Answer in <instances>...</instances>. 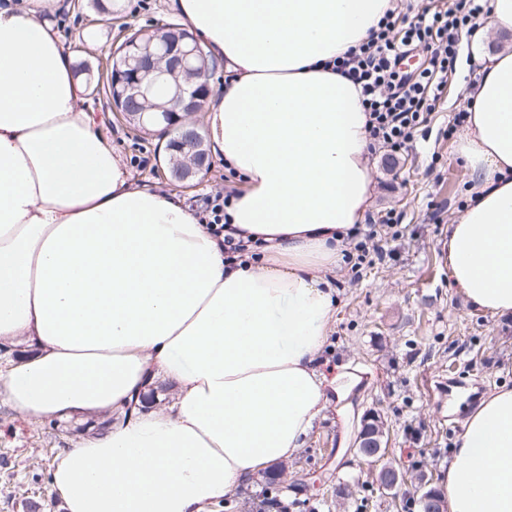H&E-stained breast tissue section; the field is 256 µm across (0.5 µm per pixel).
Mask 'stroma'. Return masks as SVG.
Listing matches in <instances>:
<instances>
[{"mask_svg": "<svg viewBox=\"0 0 512 512\" xmlns=\"http://www.w3.org/2000/svg\"><path fill=\"white\" fill-rule=\"evenodd\" d=\"M57 16L63 39L75 60L101 74L125 26L175 21L167 0H129L122 17L107 19L88 8L60 0ZM89 31L94 46L79 43ZM461 74L449 76L435 109L418 130L411 149L401 154L376 150L375 206L371 219L395 209L392 229L377 227L360 265L344 261L337 273L339 310L323 357L329 365L358 369L361 382L351 409H323L307 442L288 461L289 474L303 475L297 488L281 494L284 512H417L416 478L442 482L457 448L462 421L489 393L512 388V317H491L467 305L448 280L443 244L448 226L461 213L470 178L458 164V133L450 121L467 103L459 91ZM86 104L102 135L119 153L137 181L185 198L196 210L208 200L237 188L238 179L213 157L210 173L187 186L162 162L157 134L133 130L112 112L104 93L88 91ZM378 414L388 444L384 464L408 479L396 494L378 489L372 464L355 441L366 414ZM77 437L50 421L27 419L0 404V512H63L51 490L56 455ZM275 467L260 471L248 484L214 505L212 512H256ZM360 482L345 498L334 488L339 478Z\"/></svg>", "mask_w": 512, "mask_h": 512, "instance_id": "35a3bbf8", "label": "stroma"}]
</instances>
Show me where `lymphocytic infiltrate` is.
Instances as JSON below:
<instances>
[{"instance_id":"obj_1","label":"lymphocytic infiltrate","mask_w":512,"mask_h":512,"mask_svg":"<svg viewBox=\"0 0 512 512\" xmlns=\"http://www.w3.org/2000/svg\"><path fill=\"white\" fill-rule=\"evenodd\" d=\"M490 2L457 0L450 11L387 16L384 27L372 31L357 53L337 60V71L360 89L369 114L371 145L392 152L410 148L454 66L460 32L488 15ZM420 46L430 52L426 64L413 75L400 70L403 56Z\"/></svg>"}]
</instances>
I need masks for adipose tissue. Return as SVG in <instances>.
I'll list each match as a JSON object with an SVG mask.
<instances>
[{
	"label": "adipose tissue",
	"instance_id": "obj_1",
	"mask_svg": "<svg viewBox=\"0 0 512 512\" xmlns=\"http://www.w3.org/2000/svg\"><path fill=\"white\" fill-rule=\"evenodd\" d=\"M227 77L205 102L240 179L226 259L184 198L140 186L96 128L56 0H0V341L23 356L0 403L40 420L107 418L54 462L66 512H206L303 447L329 396L322 353L350 232L372 207L359 90L336 70L392 0H170ZM512 0L469 35L457 156L471 187L448 227V276L474 309L512 315ZM171 402L128 416L155 382ZM447 512H512V390L467 419Z\"/></svg>",
	"mask_w": 512,
	"mask_h": 512
}]
</instances>
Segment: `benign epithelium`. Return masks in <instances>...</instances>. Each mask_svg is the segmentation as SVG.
I'll use <instances>...</instances> for the list:
<instances>
[{"mask_svg": "<svg viewBox=\"0 0 512 512\" xmlns=\"http://www.w3.org/2000/svg\"><path fill=\"white\" fill-rule=\"evenodd\" d=\"M165 37L154 45L153 40L141 36L124 41L120 47L112 48V57H121L125 69H112V86L122 87L120 96L112 99V111L122 115L136 128L143 127L144 113L132 108L138 100L148 98L153 85L178 71H195L201 82L192 90L179 84L172 85L173 95L169 106L160 108L165 119L179 123V113L196 114L201 111L204 99L211 94V77L217 63L210 60L198 46L194 35L183 27L163 29ZM169 151L178 152L189 158L187 165L180 169V182L186 183L199 175H206L211 168L209 150L199 132V124L181 127V136L170 142ZM384 430L380 419L374 414L364 416L358 435L361 448H370L367 457H378L383 450ZM376 483L383 491H393L405 483V475L391 467L375 474ZM423 500L429 505V512H446L445 497L431 487L423 493Z\"/></svg>", "mask_w": 512, "mask_h": 512, "instance_id": "obj_1", "label": "benign epithelium"}]
</instances>
